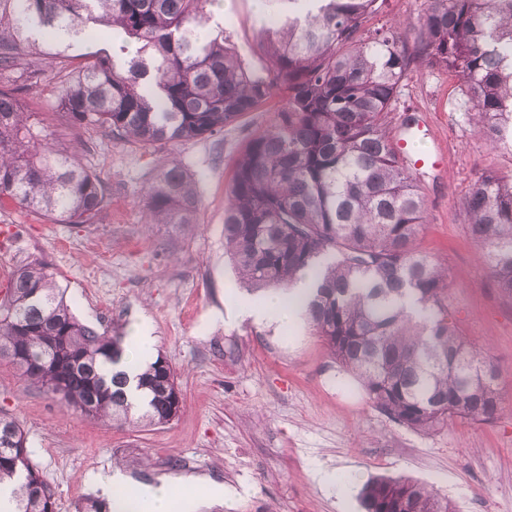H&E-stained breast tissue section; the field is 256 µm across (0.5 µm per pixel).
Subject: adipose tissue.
Listing matches in <instances>:
<instances>
[{
	"label": "adipose tissue",
	"mask_w": 512,
	"mask_h": 512,
	"mask_svg": "<svg viewBox=\"0 0 512 512\" xmlns=\"http://www.w3.org/2000/svg\"><path fill=\"white\" fill-rule=\"evenodd\" d=\"M313 286V275H305L293 283L290 292L273 289L261 302L241 301L235 308V314L239 319L254 322H300ZM124 485L125 479L117 471L102 485L103 493L112 499L113 512H177L178 507L182 505L194 510L201 505L224 498L223 484L210 480L198 481L196 492L187 498L180 496L175 484L163 482L146 487L138 496L136 505L132 506L117 495L118 490Z\"/></svg>",
	"instance_id": "adipose-tissue-1"
}]
</instances>
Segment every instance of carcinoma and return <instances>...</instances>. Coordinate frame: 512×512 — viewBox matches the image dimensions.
<instances>
[{
	"instance_id": "cac0c4a2",
	"label": "carcinoma",
	"mask_w": 512,
	"mask_h": 512,
	"mask_svg": "<svg viewBox=\"0 0 512 512\" xmlns=\"http://www.w3.org/2000/svg\"><path fill=\"white\" fill-rule=\"evenodd\" d=\"M215 0H0V208L16 205L57 224H91L106 204L76 143L58 146L22 94L51 69L76 128L143 145L214 136L283 87L288 105L252 137L224 208V242L246 291L284 292L323 277L307 319L369 402L418 431L502 413L497 371L448 321V273L419 246L426 200L399 158L389 114L420 60L466 88L468 120L487 146L512 130V0H427L407 27L367 28L379 0H265L278 28L260 48L267 75L247 67ZM106 46L78 53L85 32ZM150 224L197 223L194 179L162 160L146 188ZM474 243L512 295V175L482 172L466 202ZM123 336L71 311L52 272L20 267L0 298V360L26 386L114 425H164L181 411L176 372L157 357L138 377L134 413L123 372L103 366ZM15 482L11 512H53L20 423L0 413V484ZM364 512H456L405 477L361 489Z\"/></svg>"
}]
</instances>
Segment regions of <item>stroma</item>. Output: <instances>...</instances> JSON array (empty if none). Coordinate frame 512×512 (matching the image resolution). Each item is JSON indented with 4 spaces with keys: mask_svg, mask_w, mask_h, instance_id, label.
<instances>
[{
    "mask_svg": "<svg viewBox=\"0 0 512 512\" xmlns=\"http://www.w3.org/2000/svg\"><path fill=\"white\" fill-rule=\"evenodd\" d=\"M213 11L244 62L267 72L261 0H217ZM58 93L49 76L24 98L58 142L82 141L83 162L108 204L91 224H54L16 206L0 211V294L20 266L44 262L83 323L124 336L135 324L149 326L184 403L169 424L117 427L67 411L0 362V412L24 429L54 512H82L99 500L98 480L117 468L132 487L179 477L222 483L224 504L211 512H363L360 490L376 476L424 482L457 512H512V295L490 276L465 212L476 172L512 175V152L484 144L453 75L413 64L389 127L399 130L409 116L431 128L442 166L415 174L427 204L420 246L448 270L449 321L488 348L504 412L491 423L457 418L430 432L373 407L307 322L226 316L248 296L224 248L226 191L244 144L275 124L286 92L220 135L156 146L73 127ZM162 159L197 181L193 227L144 221V190Z\"/></svg>",
    "mask_w": 512,
    "mask_h": 512,
    "instance_id": "obj_1",
    "label": "stroma"
}]
</instances>
